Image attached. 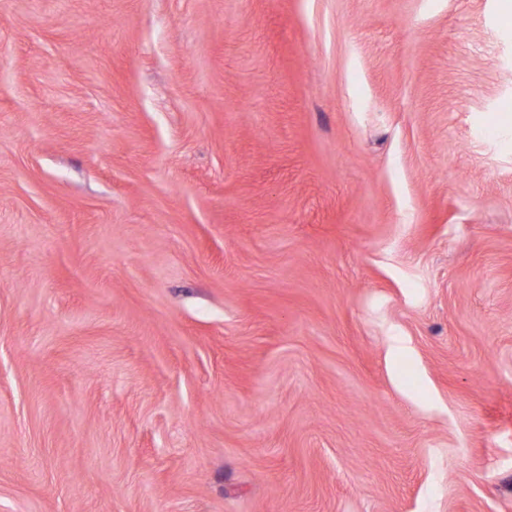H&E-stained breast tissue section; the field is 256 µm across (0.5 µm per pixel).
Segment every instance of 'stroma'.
Returning a JSON list of instances; mask_svg holds the SVG:
<instances>
[{"mask_svg": "<svg viewBox=\"0 0 512 512\" xmlns=\"http://www.w3.org/2000/svg\"><path fill=\"white\" fill-rule=\"evenodd\" d=\"M503 0H0V512H512Z\"/></svg>", "mask_w": 512, "mask_h": 512, "instance_id": "stroma-1", "label": "stroma"}]
</instances>
